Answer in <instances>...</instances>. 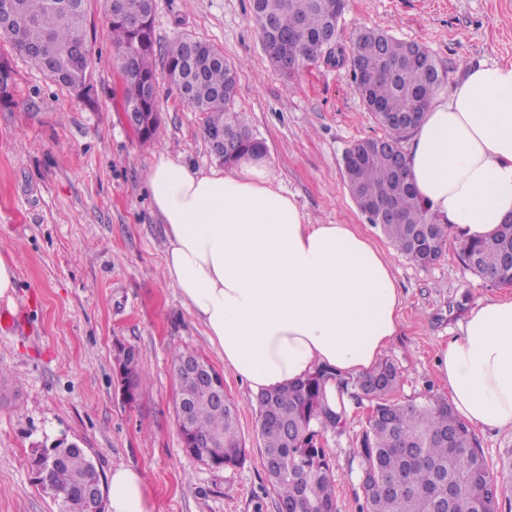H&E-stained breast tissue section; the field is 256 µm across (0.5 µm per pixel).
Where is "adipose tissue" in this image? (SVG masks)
I'll return each mask as SVG.
<instances>
[{"label":"adipose tissue","mask_w":512,"mask_h":512,"mask_svg":"<svg viewBox=\"0 0 512 512\" xmlns=\"http://www.w3.org/2000/svg\"><path fill=\"white\" fill-rule=\"evenodd\" d=\"M408 176L454 235L512 218V64L465 69L404 144ZM146 187L167 240L163 277L253 394L316 367L371 370L400 330L403 300L384 254L353 225L310 224L264 157L201 170L156 157ZM448 401L470 424L512 430V297L473 308L442 344ZM107 512H153L141 473L113 468Z\"/></svg>","instance_id":"1"}]
</instances>
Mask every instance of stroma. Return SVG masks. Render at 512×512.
<instances>
[{
	"instance_id": "1",
	"label": "stroma",
	"mask_w": 512,
	"mask_h": 512,
	"mask_svg": "<svg viewBox=\"0 0 512 512\" xmlns=\"http://www.w3.org/2000/svg\"><path fill=\"white\" fill-rule=\"evenodd\" d=\"M96 33L92 102H84L0 43L14 90L0 102V257L14 261L13 301L0 313V512H59L35 481L36 447L78 443L101 475L138 469L154 512H276L258 451V408L247 383L224 366L202 322L160 270L166 239L151 208L146 175L164 152L194 168L215 164L201 135L202 113L160 87L156 135L142 139L124 121L122 78L102 0H87ZM365 27L425 46L456 82L470 65L512 64V0H347L343 37ZM160 45L189 34L218 46L237 67L236 107L279 186L310 224H351L390 261L403 296L399 336L387 358L402 378L392 401L444 395L441 341L458 335L473 307L512 296L467 270L455 249L423 267L397 252L350 197L343 157L383 128L356 95L348 73L316 61L287 78L272 66L252 16V0H155ZM134 347L145 378L126 404L114 374L118 345ZM199 354L224 375L239 404L244 462L215 469L188 456L175 415L174 352ZM342 429L328 432L339 512H359L361 465L354 450L369 403L349 400ZM502 486L499 512H512V431L477 430Z\"/></svg>"
}]
</instances>
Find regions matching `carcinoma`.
I'll use <instances>...</instances> for the list:
<instances>
[{
	"mask_svg": "<svg viewBox=\"0 0 512 512\" xmlns=\"http://www.w3.org/2000/svg\"><path fill=\"white\" fill-rule=\"evenodd\" d=\"M19 21L0 32L24 60L39 66L29 50V31L37 32L47 52L75 49L93 40L87 25L86 0H10ZM141 0H104V15L112 33L114 59L123 81V102L142 103L158 111L159 85L154 67L155 36L136 48L138 33L112 17L117 7L137 10ZM346 0H253V16L263 50L284 76L291 78L315 57L349 71L355 93L386 135L356 141L344 155L343 177L351 197L369 223L381 228L392 246L417 265L437 262L448 251V225L439 224L420 199L406 169L396 170L393 150L411 128L393 121L398 112L416 111L424 118L434 93L447 81L443 69L426 49L399 40L379 29L359 31L349 42L325 47L323 36L339 34ZM74 64L62 62L51 79L74 91L78 77ZM164 76L178 96L205 114L201 132L207 137L224 133L239 141L240 153L265 150L249 129L245 114L235 106L237 67L224 59L215 45L195 36H181L165 52ZM392 199L395 217L381 222L378 202ZM458 256L466 269L496 286H512V222L502 224L486 238L457 240ZM115 364L127 367L136 386L143 384L138 363L124 350ZM334 379L340 389L352 384L372 402L355 454L360 459L364 502L360 512H434L440 481H457L456 497L448 512H497L500 488L487 465L473 430L444 397L400 403L386 399L400 374L385 359L350 383L319 367L303 380L256 397L257 436L267 481L276 497L277 512H338L336 479L329 465L323 435L340 428L347 418L345 405L333 410L324 387ZM185 452L215 467H235L245 456L238 426V405L229 397L220 402L205 383L178 379L175 405ZM43 480L62 492L86 488L98 479V470L81 448H67Z\"/></svg>",
	"mask_w": 512,
	"mask_h": 512,
	"instance_id": "1",
	"label": "carcinoma"
}]
</instances>
